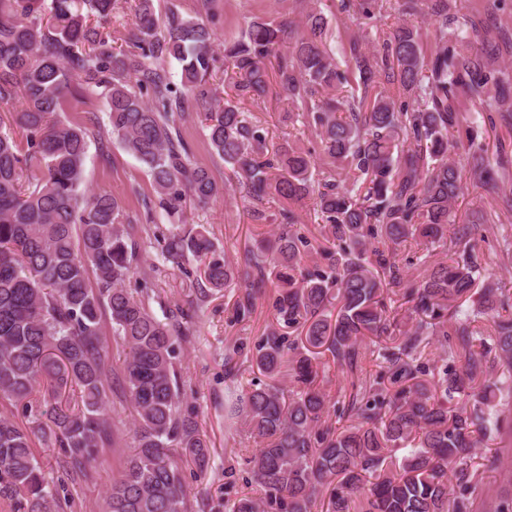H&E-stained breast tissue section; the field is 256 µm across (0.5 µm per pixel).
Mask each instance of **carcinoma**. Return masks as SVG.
Segmentation results:
<instances>
[{"mask_svg": "<svg viewBox=\"0 0 512 512\" xmlns=\"http://www.w3.org/2000/svg\"><path fill=\"white\" fill-rule=\"evenodd\" d=\"M156 0H135L136 24L112 46L107 22L119 0H0V110L26 132L17 140L0 118V402L32 405L46 390L50 439L68 479H88L112 447L108 413L112 364L103 317L123 348L124 394L134 417L132 453L112 479L105 512H191L185 470H207L210 448L197 413L182 407L176 345L191 335L177 308L161 320L150 296L125 287L138 269L132 220L112 194L89 188L85 162L94 132L63 121L69 94L103 101L107 135L150 178L145 221L182 223L186 197L206 202L220 192L194 164L180 127L202 117L211 154L224 162L256 204L250 216L276 225L275 245L243 258H215L205 228L193 234H153L174 264L206 259L212 289L248 282L236 303L245 318L277 292L279 326L270 327L253 359L272 382L235 396L231 415L259 444L250 458L265 496H242L229 512H472L477 488L470 471L481 440L512 418V290L479 283L478 239L456 223L452 205L464 177L496 185L512 210V174L491 165L467 124L464 101L478 102L483 121L512 112L497 68L512 51V34L477 47L450 15L449 0H405L408 14L427 8L436 49L419 28L403 23L370 42L382 0H340L362 20L363 36L343 48L346 68L327 48L329 20L312 8L286 51L290 25L255 17L241 37L219 44L209 22ZM231 68L238 100L209 82L217 46ZM181 65L174 82L165 63ZM296 105L313 135L309 146L285 141L271 150L267 130L239 99L264 98L270 77ZM273 194L299 203L313 198L328 245L314 246L291 209L268 213ZM412 239L451 252L405 285L398 248ZM399 288L407 314L385 293ZM489 315L486 338L475 318ZM304 332L290 340L281 326ZM374 339L390 384L362 376L366 340ZM437 339L444 365L420 362ZM328 351L350 391L332 399L319 385L315 350ZM69 384L82 405L62 399ZM335 419L336 425L328 424ZM407 449L399 456L397 451ZM0 500L13 512H66L68 497L51 486L33 450L31 432L0 415Z\"/></svg>", "mask_w": 512, "mask_h": 512, "instance_id": "cac0c4a2", "label": "carcinoma"}]
</instances>
